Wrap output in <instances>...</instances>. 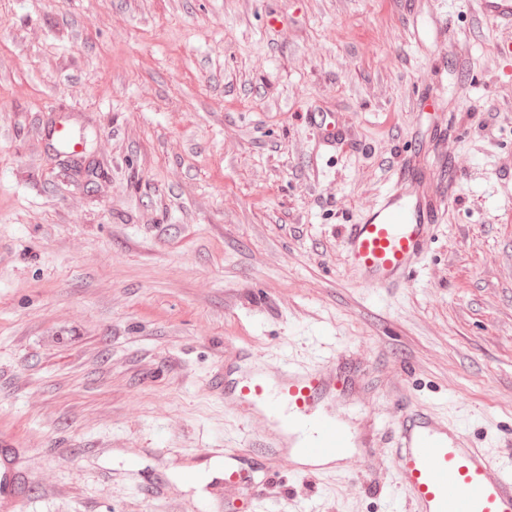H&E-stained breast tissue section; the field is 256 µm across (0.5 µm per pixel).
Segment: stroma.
Listing matches in <instances>:
<instances>
[{
    "label": "stroma",
    "instance_id": "35a3bbf8",
    "mask_svg": "<svg viewBox=\"0 0 512 512\" xmlns=\"http://www.w3.org/2000/svg\"><path fill=\"white\" fill-rule=\"evenodd\" d=\"M446 22L445 46L414 25ZM470 0H0V512H412L397 403L512 463V62ZM439 68L435 91L419 86ZM312 112L351 129L317 145ZM84 138L90 178L48 131ZM449 123V140L435 127ZM456 204L411 280L346 225L399 161ZM251 349L333 367L362 441L278 465L212 389ZM234 457L260 494L224 481Z\"/></svg>",
    "mask_w": 512,
    "mask_h": 512
}]
</instances>
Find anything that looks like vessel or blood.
Here are the masks:
<instances>
[{
    "instance_id": "b4317fda",
    "label": "vessel or blood",
    "mask_w": 512,
    "mask_h": 512,
    "mask_svg": "<svg viewBox=\"0 0 512 512\" xmlns=\"http://www.w3.org/2000/svg\"><path fill=\"white\" fill-rule=\"evenodd\" d=\"M474 3L484 20L512 30V0ZM310 121L326 146H334L343 133L334 115L318 113ZM451 202L445 176L402 160L395 181L348 227L347 258L365 287L404 284L427 254L432 226ZM252 358L262 369L234 387L230 401L238 411L296 429L312 457H333L351 445L353 430L320 410L336 394V377L328 368L302 370L287 361L271 365L257 350ZM394 435L399 486L414 512H512V466L493 464L458 425L402 403Z\"/></svg>"
}]
</instances>
